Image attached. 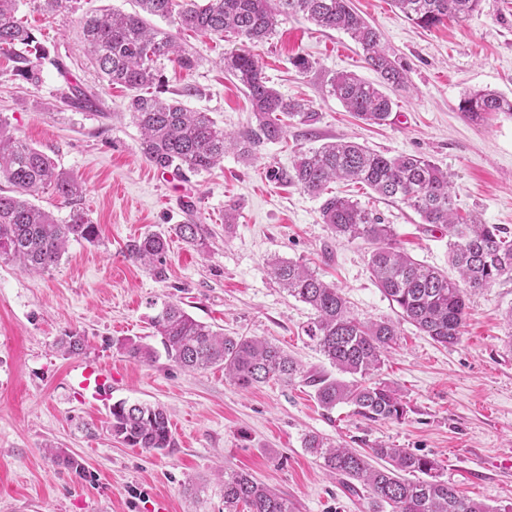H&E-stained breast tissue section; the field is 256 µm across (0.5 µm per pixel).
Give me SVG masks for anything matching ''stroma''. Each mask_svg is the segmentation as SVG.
<instances>
[{
	"instance_id": "35a3bbf8",
	"label": "stroma",
	"mask_w": 512,
	"mask_h": 512,
	"mask_svg": "<svg viewBox=\"0 0 512 512\" xmlns=\"http://www.w3.org/2000/svg\"><path fill=\"white\" fill-rule=\"evenodd\" d=\"M38 4L20 0L18 16L44 50L41 79L27 82L0 54V114L81 183V205L101 242H71L60 265L44 273L0 258V512H224L221 465L250 472L297 512H367L365 495L349 494L305 448L312 433L361 452L382 442L428 456L461 494L494 507L512 504V327L504 318L512 277L468 294L456 345L443 347L401 323L378 377L399 389L408 413L399 422L370 423L353 405L327 411L317 404L308 375L337 371L305 333L311 308L266 271L274 257L306 262L342 290L357 317L396 319L369 270V244L336 239L321 220L320 199L268 176L291 169L298 151L334 138L430 160L450 174L460 213L512 235V117L473 122L458 109L471 89L512 98V0H482L466 19L429 29L390 0H351L407 69L406 86L385 89L395 106L382 126L363 124L329 93L341 72L377 79L350 36L280 17L275 35L256 49L263 73L284 97L308 101L316 124L289 123L285 139L264 145L256 159L229 152L211 171L174 182L141 158L128 91L100 78L79 36L87 13L104 6L131 12L133 0H69L54 16ZM182 39L203 60L189 73L162 62L164 98L208 113L226 132L242 131L251 105L220 64L233 37L187 31ZM298 55L310 60L307 73L292 66ZM73 87L94 95V107L63 104ZM329 189L378 211L415 259L449 270L446 230L364 186L336 181ZM234 203L237 222L228 229L224 210ZM189 209L207 231L204 246L173 231ZM150 232L169 242L161 278L126 255L130 240ZM164 301L180 302L227 335L277 343L304 376L242 390L220 368L187 372L163 357L145 363L118 353L114 340L151 335L150 319ZM68 332L85 336V353L58 352ZM84 362L111 365L105 401L84 400L73 386V370ZM120 400L167 409L175 447L153 452L113 439L110 409ZM49 443L83 472L52 464Z\"/></svg>"
}]
</instances>
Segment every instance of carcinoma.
<instances>
[{"label":"carcinoma","instance_id":"carcinoma-1","mask_svg":"<svg viewBox=\"0 0 512 512\" xmlns=\"http://www.w3.org/2000/svg\"><path fill=\"white\" fill-rule=\"evenodd\" d=\"M19 0H0V52L11 55L17 75L35 84L41 56L28 47L33 33L18 18ZM482 0H391L405 18L421 28L447 19L460 20L479 9ZM140 11L125 14L102 8L85 15L81 38L101 78L126 88L130 112L141 132L140 153L150 166L178 174H200L224 159L229 148L244 158L254 156L267 143L280 140L286 121L311 126L318 113L307 104L280 95L268 85L252 48L269 39L280 16L301 15L323 29L342 30L357 42L368 68L380 78L373 83L340 73L330 82V94L367 123L390 121L394 102L385 85L407 83V70L381 46L380 34L349 4V0H137ZM169 21L176 31L157 28L149 18ZM193 31L224 37L230 33L238 46L224 54V70L245 88L254 123L228 134L205 112L187 108L178 100L166 101L153 92L162 75L157 64L167 61L191 72L201 61L197 52L181 43L178 33ZM459 110L480 122L496 113L512 114V100L489 89L470 90ZM286 181L322 199L320 215L338 239H363L373 245L369 268L377 287L397 307L405 321L444 346L459 340L465 321L466 289L487 288L512 275V238L497 224L465 220L456 211L448 172L430 160L414 155L388 156L352 141L335 140L301 152ZM0 257L19 261L26 270L49 271L57 267L70 242L96 244L99 225L78 203L81 185L58 169L54 159L15 135L10 122L0 117ZM336 180L361 184L380 198L400 202L422 223L448 231V258L460 275L454 280L425 265L397 245L391 226L373 210L346 196L328 195ZM49 190L69 206L57 218L32 202ZM175 234L189 245L203 244L201 224H177ZM168 240L152 232L131 240L127 256L156 276L164 273ZM267 273L288 294L314 311L307 336L336 368L341 377L309 376L315 398L325 410L350 403L370 422L405 419L407 405L399 390L388 382H375L385 354L399 336L391 320L369 321L356 317L341 289L324 282L307 265L272 259ZM153 337L166 358L190 370L224 369V379L241 389L270 381L291 383L304 376L298 362L277 344L251 336H226L190 316L179 303H162L151 319ZM84 337L68 333L58 342L65 355H79ZM130 359L153 362L157 349L126 337L112 342ZM110 432L131 448L164 451L175 447L169 416L160 406L118 401L112 404ZM305 448L322 460V467L339 478L351 493L364 490L368 512H512L460 496L441 479L439 463L405 448L379 444L363 454L336 445L320 434L305 438ZM48 459L76 473L82 465L54 448ZM295 512V504L252 474L224 469V512Z\"/></svg>","mask_w":512,"mask_h":512}]
</instances>
